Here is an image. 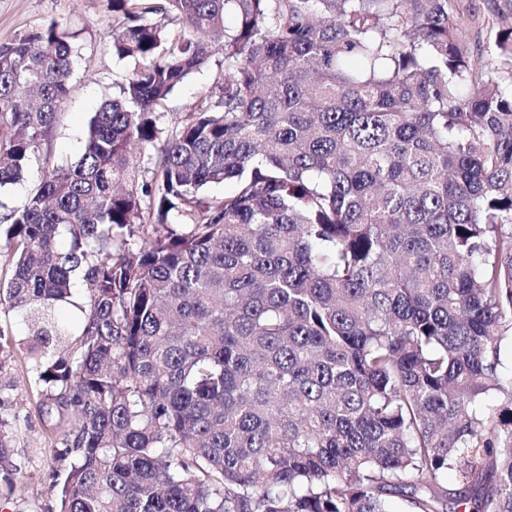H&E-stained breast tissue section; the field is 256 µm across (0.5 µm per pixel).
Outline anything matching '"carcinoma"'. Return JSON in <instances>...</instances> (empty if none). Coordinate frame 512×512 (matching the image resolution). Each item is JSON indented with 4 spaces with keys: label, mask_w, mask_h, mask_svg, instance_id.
I'll list each match as a JSON object with an SVG mask.
<instances>
[{
    "label": "carcinoma",
    "mask_w": 512,
    "mask_h": 512,
    "mask_svg": "<svg viewBox=\"0 0 512 512\" xmlns=\"http://www.w3.org/2000/svg\"><path fill=\"white\" fill-rule=\"evenodd\" d=\"M451 2L107 0L131 73L63 164L77 34L0 43V189L37 171L0 304L76 417L58 512H512V20L487 58ZM221 55L212 58L210 64L202 70L190 75L186 81L176 87L168 102V112H187L197 101L201 91L207 89L213 82L218 69Z\"/></svg>",
    "instance_id": "cac0c4a2"
}]
</instances>
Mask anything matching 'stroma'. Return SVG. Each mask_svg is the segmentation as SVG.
<instances>
[{"label":"stroma","mask_w":512,"mask_h":512,"mask_svg":"<svg viewBox=\"0 0 512 512\" xmlns=\"http://www.w3.org/2000/svg\"><path fill=\"white\" fill-rule=\"evenodd\" d=\"M454 5L455 20L475 52L485 50L489 36L512 16V0H454ZM49 20L75 32L81 47L52 143L53 159L62 163L80 152L90 117L117 94L128 67L112 53V14L105 0H0V43ZM0 330L11 333L17 343L13 369L0 382V420L7 424L19 466L13 474L15 491L10 499H0V512H54L53 475L62 466L55 454L63 450L74 420L65 418L58 427L41 412L21 316L0 308Z\"/></svg>","instance_id":"obj_1"}]
</instances>
